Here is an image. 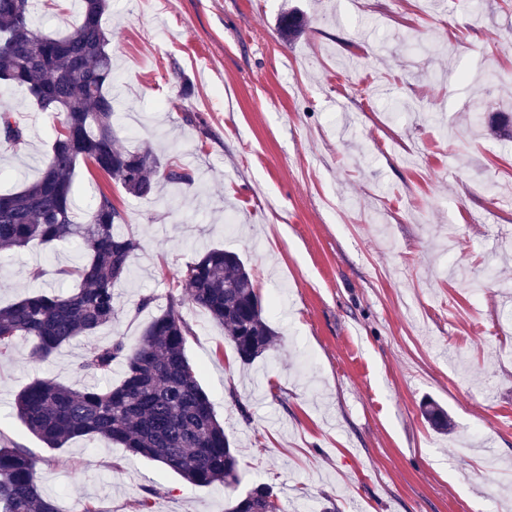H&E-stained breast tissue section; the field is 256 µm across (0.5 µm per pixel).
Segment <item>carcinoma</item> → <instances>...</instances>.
<instances>
[{
	"label": "carcinoma",
	"instance_id": "cac0c4a2",
	"mask_svg": "<svg viewBox=\"0 0 512 512\" xmlns=\"http://www.w3.org/2000/svg\"><path fill=\"white\" fill-rule=\"evenodd\" d=\"M80 2L79 23L56 35L41 32L32 0L0 7V80L62 116L38 179L0 194V252L73 241L86 254L81 268L57 270L63 278L79 277L72 293H32L0 307V356L25 338L44 361L71 339L91 338L112 323L115 286L129 276L139 241L121 231V214L102 190L92 196L87 219H75L73 177L79 163L139 199L154 195L160 180L191 181L184 168L162 164L149 146L131 151L116 145L119 104L112 98L111 39L103 25L109 0ZM303 28L294 13L278 22L280 35L289 40ZM0 144L13 151L27 144V128L12 109L0 110ZM178 287L182 297L152 318L137 343L116 338L85 353L80 368L93 377H105L113 364H121L118 385L75 390L43 378L20 390L15 411L26 430L48 448L82 436L107 439L133 457L172 469L195 488L236 485L239 460L186 356L191 329L179 307L187 300L203 309L224 328L244 364L271 350L275 332L249 268L234 251L207 250L186 265ZM422 416L439 433L451 428L448 412L435 403L426 405ZM274 498L271 486L255 483L225 512H280ZM0 512H59L38 487L35 460L17 445L0 447Z\"/></svg>",
	"mask_w": 512,
	"mask_h": 512
}]
</instances>
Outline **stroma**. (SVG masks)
<instances>
[{"instance_id":"1","label":"stroma","mask_w":512,"mask_h":512,"mask_svg":"<svg viewBox=\"0 0 512 512\" xmlns=\"http://www.w3.org/2000/svg\"><path fill=\"white\" fill-rule=\"evenodd\" d=\"M33 8L49 34L80 18L78 0ZM290 10L306 21L292 42L276 26ZM103 23L120 145L152 146L192 181L137 199L78 165L81 203L110 194L140 247L95 338L46 361L20 339L0 357V443L36 459L60 512L144 498L224 512L256 482L282 512H512V135L489 128L512 117V0H112ZM394 98L422 108L389 123ZM0 99L28 130L0 152L6 190L38 176L59 120L9 86ZM211 247L240 254L276 332L245 365L181 307L240 484L196 489L104 439L48 448L28 433L16 393L43 377L83 388L89 342L136 341ZM84 261L72 242L0 253V305L65 291L56 269ZM429 402L450 433L423 420Z\"/></svg>"}]
</instances>
